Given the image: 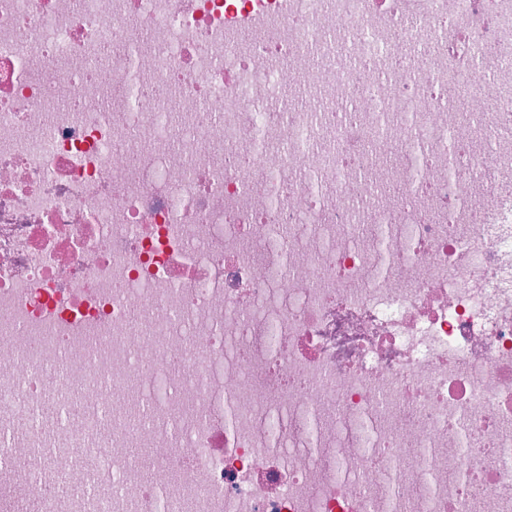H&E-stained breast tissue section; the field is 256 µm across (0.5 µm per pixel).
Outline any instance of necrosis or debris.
<instances>
[{"label":"necrosis or debris","mask_w":512,"mask_h":512,"mask_svg":"<svg viewBox=\"0 0 512 512\" xmlns=\"http://www.w3.org/2000/svg\"><path fill=\"white\" fill-rule=\"evenodd\" d=\"M447 2L0 0V512H512V0ZM256 2V7L247 6L246 8L237 9L230 7L224 16V36L231 41L239 42L238 37L242 33H248L252 36L258 33L264 24V16L258 10L257 5L260 0H253ZM241 43V42H239Z\"/></svg>","instance_id":"obj_1"}]
</instances>
